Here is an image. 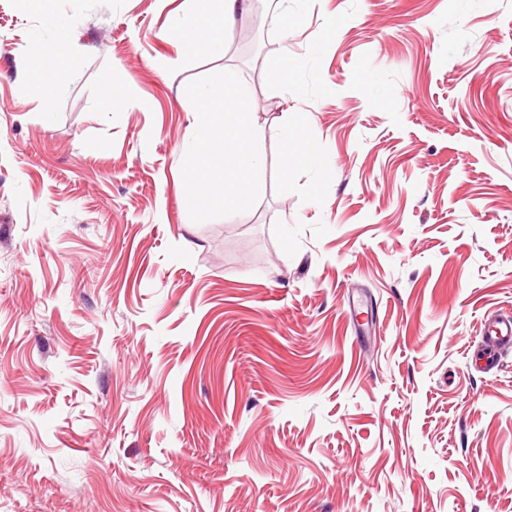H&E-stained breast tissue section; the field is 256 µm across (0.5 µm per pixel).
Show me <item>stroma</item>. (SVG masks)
<instances>
[{"instance_id":"stroma-1","label":"stroma","mask_w":512,"mask_h":512,"mask_svg":"<svg viewBox=\"0 0 512 512\" xmlns=\"http://www.w3.org/2000/svg\"><path fill=\"white\" fill-rule=\"evenodd\" d=\"M194 7L54 0L48 82L0 0V512H512V348L470 362L512 316V0H267L198 59ZM217 71L266 188L196 223ZM45 16V24L38 31L35 42L43 48L45 54L51 55L58 64L64 65L67 59L68 39L67 24L53 11V0H29Z\"/></svg>"}]
</instances>
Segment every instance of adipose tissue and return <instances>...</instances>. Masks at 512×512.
<instances>
[{"instance_id": "1", "label": "adipose tissue", "mask_w": 512, "mask_h": 512, "mask_svg": "<svg viewBox=\"0 0 512 512\" xmlns=\"http://www.w3.org/2000/svg\"><path fill=\"white\" fill-rule=\"evenodd\" d=\"M45 16V23L38 31L35 42L42 54L31 56L32 69H42L45 56H52L57 63H65L68 52L67 25L52 8L53 0H29ZM252 0H197L196 8L175 16L168 29L170 37L182 42L187 51L201 55L210 43L218 39L227 20L236 12L249 10Z\"/></svg>"}]
</instances>
